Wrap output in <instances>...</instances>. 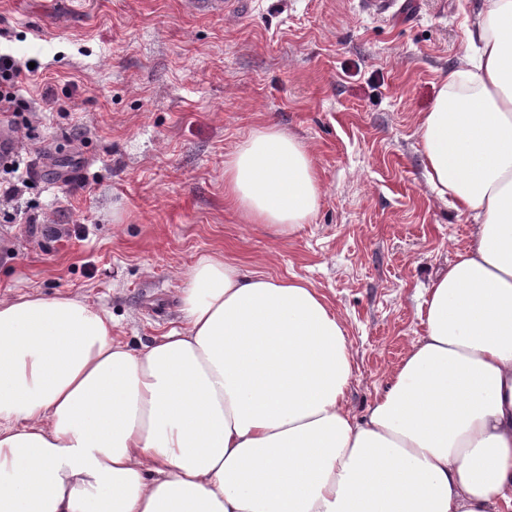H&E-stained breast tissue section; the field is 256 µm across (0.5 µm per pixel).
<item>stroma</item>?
<instances>
[{"label": "stroma", "instance_id": "obj_1", "mask_svg": "<svg viewBox=\"0 0 512 512\" xmlns=\"http://www.w3.org/2000/svg\"><path fill=\"white\" fill-rule=\"evenodd\" d=\"M364 2L0 0V49L40 66L20 85L38 104L15 130L32 184L0 222V298L87 300L141 348L179 326L188 267L220 251L328 298L364 416L422 334L423 288L471 242V220L426 184L416 130L479 0H396L381 16ZM263 125L315 157L320 207L292 234L224 199L227 154Z\"/></svg>", "mask_w": 512, "mask_h": 512}]
</instances>
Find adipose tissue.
<instances>
[{"label": "adipose tissue", "mask_w": 512, "mask_h": 512, "mask_svg": "<svg viewBox=\"0 0 512 512\" xmlns=\"http://www.w3.org/2000/svg\"><path fill=\"white\" fill-rule=\"evenodd\" d=\"M416 134L475 226L363 419L343 321L312 284L196 258L182 323L136 352L72 297L0 299V512H512V0H484ZM274 235L311 223L313 157L275 125L224 162Z\"/></svg>", "instance_id": "obj_1"}]
</instances>
